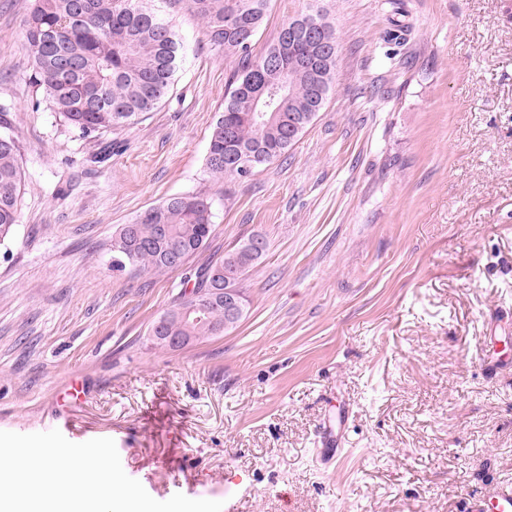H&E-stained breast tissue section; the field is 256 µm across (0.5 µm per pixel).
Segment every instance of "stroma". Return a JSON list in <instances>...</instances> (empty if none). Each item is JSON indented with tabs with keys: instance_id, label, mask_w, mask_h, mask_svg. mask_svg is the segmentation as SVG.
Returning a JSON list of instances; mask_svg holds the SVG:
<instances>
[{
	"instance_id": "35a3bbf8",
	"label": "stroma",
	"mask_w": 512,
	"mask_h": 512,
	"mask_svg": "<svg viewBox=\"0 0 512 512\" xmlns=\"http://www.w3.org/2000/svg\"><path fill=\"white\" fill-rule=\"evenodd\" d=\"M270 0L262 51L328 11L332 96L286 159L206 170L237 62L185 5L168 95L84 137L35 105L23 21L0 0V119L23 170L0 244V431L110 438L156 500L234 512H478L512 483V0ZM201 193L215 231L183 267H112L115 231ZM267 250L248 314L178 350L152 324L240 239Z\"/></svg>"
}]
</instances>
